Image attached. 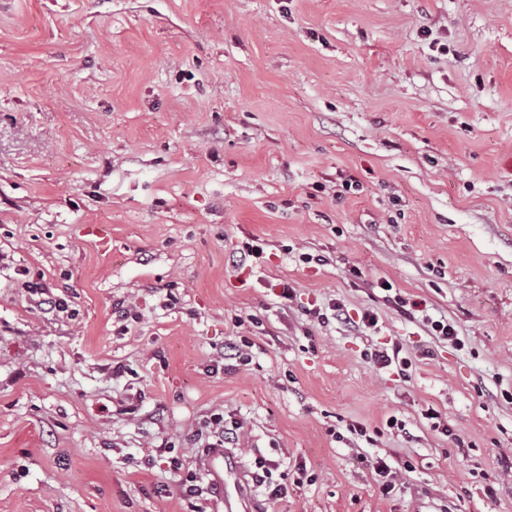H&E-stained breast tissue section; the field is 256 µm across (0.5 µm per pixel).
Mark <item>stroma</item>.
<instances>
[{
	"mask_svg": "<svg viewBox=\"0 0 512 512\" xmlns=\"http://www.w3.org/2000/svg\"><path fill=\"white\" fill-rule=\"evenodd\" d=\"M218 410L274 512H512V0H0V512H224ZM242 425L235 421L232 428L224 426V414L212 413L208 421L196 430L197 443L201 442L203 448H211L200 459L201 468L211 475L216 482L222 483L224 488V469L232 470L233 463L224 455L226 444H234L239 440L237 430ZM225 445V446H224ZM256 468L258 470L261 469L262 474H260L259 471L254 472L255 480L260 484V486H267V499L270 502H275L288 493V487L286 485L273 482L271 469L266 467L265 462L259 460L256 462Z\"/></svg>",
	"mask_w": 512,
	"mask_h": 512,
	"instance_id": "stroma-1",
	"label": "stroma"
}]
</instances>
